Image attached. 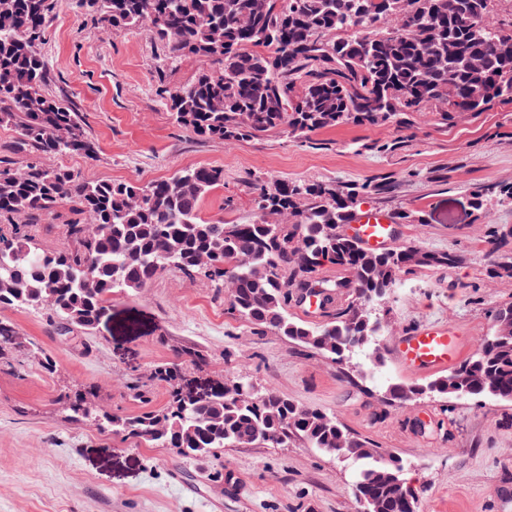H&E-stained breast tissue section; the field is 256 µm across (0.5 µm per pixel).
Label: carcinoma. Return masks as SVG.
Listing matches in <instances>:
<instances>
[{"label": "carcinoma", "mask_w": 512, "mask_h": 512, "mask_svg": "<svg viewBox=\"0 0 512 512\" xmlns=\"http://www.w3.org/2000/svg\"><path fill=\"white\" fill-rule=\"evenodd\" d=\"M500 0H83L105 30L147 27L165 45L167 65L184 57L212 63L167 90L170 115L208 140L286 136L309 143L316 132L344 124L412 130L424 115L440 128L512 105V13L490 25ZM63 0H0V126L16 133L15 153L94 154L74 106L45 88L40 51L53 11ZM224 184V169L185 167L151 183L80 178L38 161H0V219L24 214L30 224L63 205L91 218L65 225L67 247L50 250L28 230L0 228V307L38 308L51 295L56 331L93 330L116 290L136 292L159 263L216 288L231 285L232 314L288 342L312 349L345 373L362 357L383 363L387 300L402 276L453 267L463 256L405 243L366 251L340 228L365 197L387 198L394 174L362 184L331 180H258L252 209L239 220H205L200 203ZM512 206V184L477 187ZM490 279H512V230L494 228L485 241ZM325 264L349 274L319 277ZM352 300L314 323L288 312L305 289ZM0 321V352L22 347ZM152 378L168 387L160 408L116 415L90 391L58 398L65 418L95 421L100 431L184 456L261 444L300 442L357 464L354 494L370 512H416L402 461L347 428L335 416L300 408L247 378L204 396L181 389V364L158 365ZM430 394L512 402V305L496 311L493 332L459 366L424 387L390 383L387 403Z\"/></svg>", "instance_id": "obj_1"}]
</instances>
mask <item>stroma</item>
I'll return each instance as SVG.
<instances>
[{"label":"stroma","instance_id":"stroma-1","mask_svg":"<svg viewBox=\"0 0 512 512\" xmlns=\"http://www.w3.org/2000/svg\"><path fill=\"white\" fill-rule=\"evenodd\" d=\"M45 52L46 91L73 102L96 145L93 156L43 154L40 162L78 176L143 183L185 167H220L224 185L202 204L206 218H235L250 209L259 178L334 179L362 183L383 174L403 181L393 196L368 207L422 215L401 227L402 241L463 255L461 264L403 276L388 307L391 347L409 327L458 326L468 353L489 335L490 313L512 303V279L485 275L488 226L468 198L478 186L512 182V106L437 128L423 118L402 149L382 154L370 143L398 138L397 128L351 124L321 130L308 144L284 137L206 141L177 126L166 91L192 80L207 63L185 57L164 70L166 48L146 29L110 31L79 0L51 15ZM112 318L93 332L75 329L61 342L48 308L0 309L33 343L10 352L0 368V512H358L351 465L294 444L252 445L184 457L66 420L59 394L92 387L112 414L139 412L129 383L140 377L154 405L167 400L151 380L155 366L183 345L207 358L182 366L194 393L233 377L305 408L335 415L354 432L400 455L415 492L417 512H512L501 496L512 484V403L489 399L422 398L383 402L387 383L424 384L428 372L403 369L387 357L373 377L342 376L318 353L259 330L229 313L225 294L203 278L164 269L136 293L112 295ZM52 369H44L43 359ZM183 470V482L172 478Z\"/></svg>","mask_w":512,"mask_h":512}]
</instances>
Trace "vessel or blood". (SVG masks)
I'll list each match as a JSON object with an SVG mask.
<instances>
[{"instance_id": "1", "label": "vessel or blood", "mask_w": 512, "mask_h": 512, "mask_svg": "<svg viewBox=\"0 0 512 512\" xmlns=\"http://www.w3.org/2000/svg\"><path fill=\"white\" fill-rule=\"evenodd\" d=\"M348 231L370 251L388 248L399 237V227L390 213L381 209L354 212ZM392 351L402 367L438 372L457 364L465 351L460 329L451 324L427 323L397 338Z\"/></svg>"}]
</instances>
